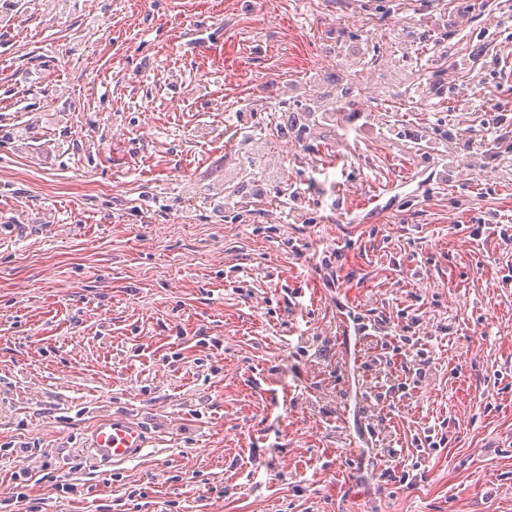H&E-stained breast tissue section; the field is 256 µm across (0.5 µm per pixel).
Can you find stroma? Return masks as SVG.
Returning a JSON list of instances; mask_svg holds the SVG:
<instances>
[{"mask_svg": "<svg viewBox=\"0 0 512 512\" xmlns=\"http://www.w3.org/2000/svg\"><path fill=\"white\" fill-rule=\"evenodd\" d=\"M0 447L15 512H512V0H21ZM317 108V109H316ZM278 112H288V119L286 123H281L278 127V134L282 137H287L288 134L294 133L297 129L301 132L305 127L306 116L311 112H329L327 108L316 106L312 108L309 104L296 103V100L284 99L279 103ZM302 125V126H301ZM145 433L137 425L120 419L100 422L93 434L92 448L103 462H125L144 447Z\"/></svg>", "mask_w": 512, "mask_h": 512, "instance_id": "obj_1", "label": "stroma"}]
</instances>
